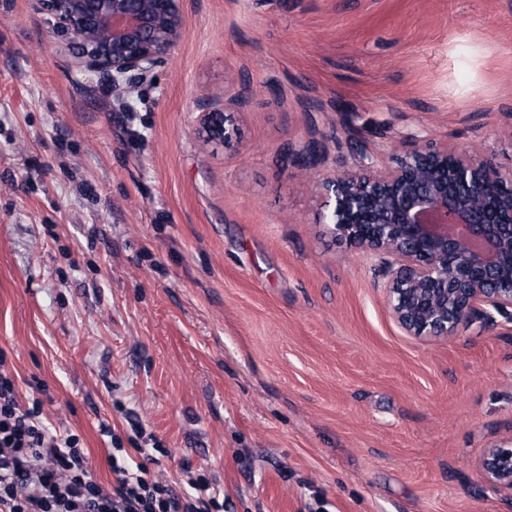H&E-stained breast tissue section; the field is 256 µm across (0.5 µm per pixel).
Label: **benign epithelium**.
Wrapping results in <instances>:
<instances>
[{"label": "benign epithelium", "mask_w": 512, "mask_h": 512, "mask_svg": "<svg viewBox=\"0 0 512 512\" xmlns=\"http://www.w3.org/2000/svg\"><path fill=\"white\" fill-rule=\"evenodd\" d=\"M69 35L72 64L128 100L154 77L180 42L185 0H33ZM251 102L247 78L224 104L201 98V129L230 146L237 116ZM325 146L314 140L294 156L323 199L322 223L379 258L389 313L417 338L449 339L476 319L512 325V170L485 148L428 142L390 164L366 153L323 178ZM485 482L512 493V439L480 461Z\"/></svg>", "instance_id": "7a95c632"}]
</instances>
